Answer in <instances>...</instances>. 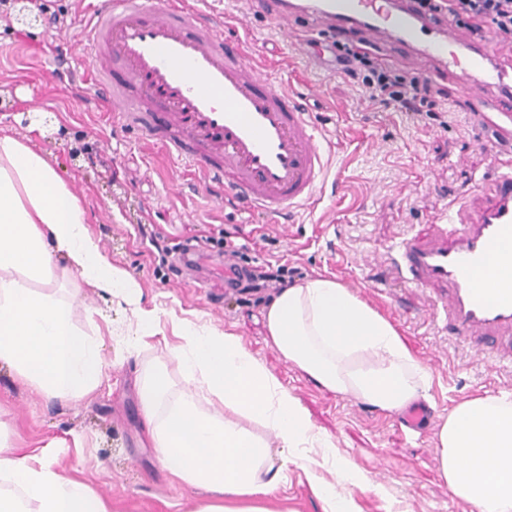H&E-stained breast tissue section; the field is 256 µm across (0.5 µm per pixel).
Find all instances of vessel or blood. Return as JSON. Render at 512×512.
<instances>
[{
  "label": "vessel or blood",
  "mask_w": 512,
  "mask_h": 512,
  "mask_svg": "<svg viewBox=\"0 0 512 512\" xmlns=\"http://www.w3.org/2000/svg\"><path fill=\"white\" fill-rule=\"evenodd\" d=\"M250 14L280 30L295 26L339 37L363 30L370 42L404 46L454 74L484 113L512 126V60L469 40L447 11L416 0H247ZM76 45L93 89L112 101L113 125L138 128L194 169L218 201L282 216L314 206L329 175L331 143L287 81L263 75L242 42L224 37V16L165 0H94ZM398 274L418 287H445L451 334L512 359V170L500 172L490 202L455 211L425 239L395 249ZM495 268L494 295L474 286Z\"/></svg>",
  "instance_id": "b4317fda"
}]
</instances>
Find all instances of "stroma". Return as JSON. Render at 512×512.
<instances>
[{"instance_id": "obj_1", "label": "stroma", "mask_w": 512, "mask_h": 512, "mask_svg": "<svg viewBox=\"0 0 512 512\" xmlns=\"http://www.w3.org/2000/svg\"><path fill=\"white\" fill-rule=\"evenodd\" d=\"M39 2L44 19L33 26L0 13V133L48 159L85 208L101 251L140 285V306L155 312L160 332L147 349L127 352L122 337L136 328L132 310L78 280L66 281L75 325L98 344L101 382L79 402L47 401L1 366L0 421L13 447L62 446L60 461L70 475L117 512H190L206 493L159 468L137 394L138 377L152 364L165 365L176 389L184 388L170 351L180 343L173 321L187 319L237 336L299 401L315 430L333 440L337 455L359 468L365 483L339 489L357 512H477L442 478L437 433L464 399L512 395V365L489 366L449 336L447 321L433 312L441 288L396 279L390 249L447 223L449 210L484 206L493 189V158L511 154L512 142L450 80L439 83L451 94L441 119L374 106L304 29L289 38L261 15L241 28L242 0H207L224 15L225 37L246 40L263 70L287 76L333 145L334 173L318 203L296 210L290 222L220 208L197 174L155 140L134 127L113 128L111 100L89 94L73 74L67 49L90 0ZM52 16L59 19L54 28ZM143 224L175 243L201 239L204 260L188 266L178 254L157 250L140 234ZM209 236L245 248L256 264L287 265L294 284L319 275L356 284L357 295L394 324L433 377L427 427L409 430L399 415L327 390L288 363L266 327L274 289L254 294L230 287L224 255L206 245ZM74 430L83 436L77 448ZM276 464L283 479L267 501L270 512H323L308 474L330 483L336 477L319 449L297 462L282 454Z\"/></svg>"}]
</instances>
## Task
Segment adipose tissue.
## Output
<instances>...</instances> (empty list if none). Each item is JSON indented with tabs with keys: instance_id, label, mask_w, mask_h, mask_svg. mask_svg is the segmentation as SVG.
<instances>
[{
	"instance_id": "1",
	"label": "adipose tissue",
	"mask_w": 512,
	"mask_h": 512,
	"mask_svg": "<svg viewBox=\"0 0 512 512\" xmlns=\"http://www.w3.org/2000/svg\"><path fill=\"white\" fill-rule=\"evenodd\" d=\"M72 277L131 307L141 336L127 339L128 348L155 335L156 316L141 308L139 284L100 252L67 184L41 153L0 135V365L48 401H80L101 379L98 349L75 326L71 303L45 290ZM266 319L282 357L328 390L388 414L427 395L431 377L394 326L332 278L281 289ZM177 334L181 343L171 355L185 389L173 394L165 366L154 364L138 392L161 468L210 494L196 512H268L263 502L282 478L277 449L296 457L313 441L338 482L363 483L238 337L189 320L178 323ZM437 446L456 497L481 512H512V398L458 403ZM0 512L112 510L63 473L58 451L21 456L0 433Z\"/></svg>"
}]
</instances>
